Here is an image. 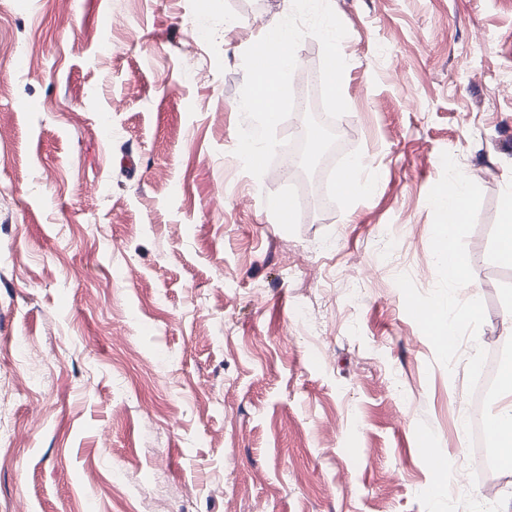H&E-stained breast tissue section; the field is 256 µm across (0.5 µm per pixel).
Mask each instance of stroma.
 Here are the masks:
<instances>
[{"label":"stroma","instance_id":"35a3bbf8","mask_svg":"<svg viewBox=\"0 0 512 512\" xmlns=\"http://www.w3.org/2000/svg\"><path fill=\"white\" fill-rule=\"evenodd\" d=\"M330 4L366 166L313 214L234 154L243 53L286 0H0V512L512 505V466L460 429L466 360L512 308V0ZM445 151L483 192L485 322L449 370L395 284L436 285ZM495 260L504 266L512 267V194L504 196L501 205V218L494 247Z\"/></svg>","mask_w":512,"mask_h":512}]
</instances>
